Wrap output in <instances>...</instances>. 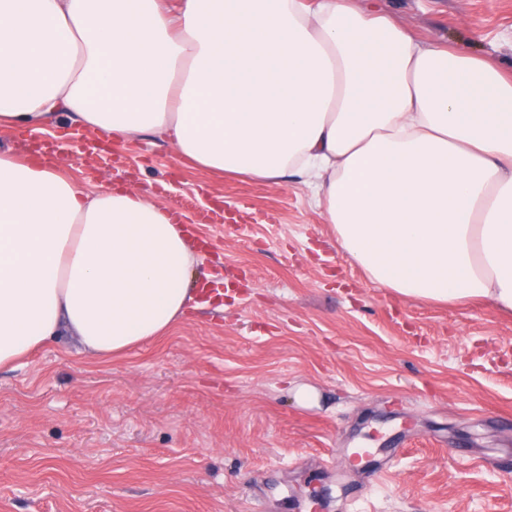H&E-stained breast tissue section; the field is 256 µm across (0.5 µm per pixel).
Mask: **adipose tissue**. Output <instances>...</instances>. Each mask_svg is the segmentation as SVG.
Here are the masks:
<instances>
[{
    "instance_id": "1",
    "label": "adipose tissue",
    "mask_w": 512,
    "mask_h": 512,
    "mask_svg": "<svg viewBox=\"0 0 512 512\" xmlns=\"http://www.w3.org/2000/svg\"><path fill=\"white\" fill-rule=\"evenodd\" d=\"M152 135L199 166L304 178L368 277L512 311V78L345 0H0V127ZM197 256L172 211L0 154V368L62 336L169 332Z\"/></svg>"
}]
</instances>
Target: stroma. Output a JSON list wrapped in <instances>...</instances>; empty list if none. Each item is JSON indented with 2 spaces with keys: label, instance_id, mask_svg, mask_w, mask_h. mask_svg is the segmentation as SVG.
Segmentation results:
<instances>
[{
  "label": "stroma",
  "instance_id": "35a3bbf8",
  "mask_svg": "<svg viewBox=\"0 0 512 512\" xmlns=\"http://www.w3.org/2000/svg\"><path fill=\"white\" fill-rule=\"evenodd\" d=\"M376 6L512 73V0ZM80 134L0 129V153L174 207L229 290L111 359L61 338L0 368V512H512V314L371 281L300 177Z\"/></svg>",
  "mask_w": 512,
  "mask_h": 512
}]
</instances>
